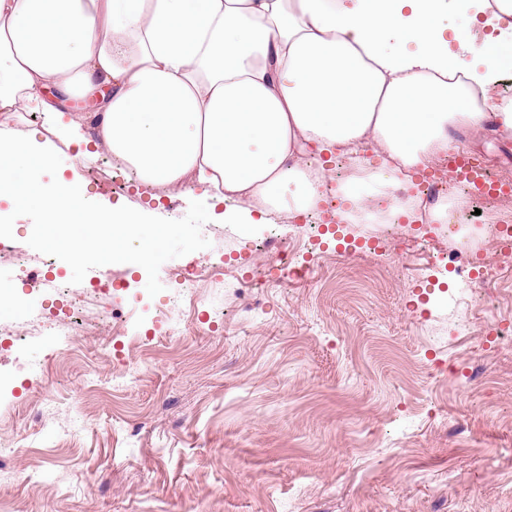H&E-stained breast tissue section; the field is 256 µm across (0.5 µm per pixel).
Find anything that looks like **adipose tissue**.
Listing matches in <instances>:
<instances>
[{"instance_id": "ef3b65f1", "label": "adipose tissue", "mask_w": 512, "mask_h": 512, "mask_svg": "<svg viewBox=\"0 0 512 512\" xmlns=\"http://www.w3.org/2000/svg\"><path fill=\"white\" fill-rule=\"evenodd\" d=\"M479 22L492 30L481 40ZM509 75L512 0H0V112L47 114L53 132L0 123V200L82 226L96 262H118L139 212L91 208L57 173L54 138L93 135L141 183L234 201L228 224L306 214L330 170L302 158L347 156L358 173L336 186L339 217L369 221L362 186L381 197L395 175L412 183L456 131L512 135V107L492 96ZM49 85L96 98L95 112L65 120ZM372 147L390 174L370 167Z\"/></svg>"}]
</instances>
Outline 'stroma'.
<instances>
[{"mask_svg":"<svg viewBox=\"0 0 512 512\" xmlns=\"http://www.w3.org/2000/svg\"><path fill=\"white\" fill-rule=\"evenodd\" d=\"M455 140L512 178V136ZM58 149L92 206L141 211L130 251L157 257L106 269L125 291L89 292L72 346L27 325L63 317L52 289L0 308V512H512V257L491 232L463 293L453 242L428 226L377 240L343 223L329 248L319 224L225 223L195 187L152 207L156 188L106 147ZM154 224L169 227L158 243ZM272 232L276 249L251 252ZM80 238L32 210L10 244L28 273L87 288L106 270L77 259ZM185 270L207 302L179 298ZM161 306L185 326L157 323ZM137 334L151 347L123 350Z\"/></svg>","mask_w":512,"mask_h":512,"instance_id":"35a3bbf8","label":"stroma"}]
</instances>
